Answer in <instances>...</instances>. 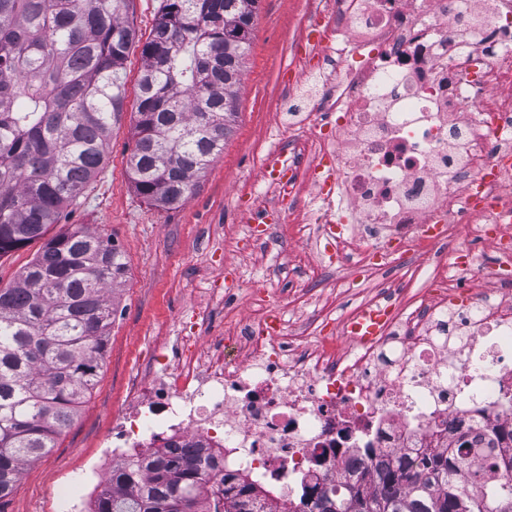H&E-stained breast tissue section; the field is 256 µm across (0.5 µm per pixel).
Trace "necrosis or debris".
Returning a JSON list of instances; mask_svg holds the SVG:
<instances>
[{"mask_svg":"<svg viewBox=\"0 0 512 512\" xmlns=\"http://www.w3.org/2000/svg\"><path fill=\"white\" fill-rule=\"evenodd\" d=\"M322 25L315 85L293 100L313 134L274 150L276 185L309 200L337 266L381 275L341 319L382 311V334L301 348L276 313L182 336L132 381L68 512H92L103 472L139 452L197 448L224 472L209 496L229 481L282 500L369 479L378 456L512 430V0H325L308 21ZM420 254L434 268L415 290Z\"/></svg>","mask_w":512,"mask_h":512,"instance_id":"obj_1","label":"necrosis or debris"}]
</instances>
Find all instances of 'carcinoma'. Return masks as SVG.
Listing matches in <instances>:
<instances>
[{
    "label": "carcinoma",
    "mask_w": 512,
    "mask_h": 512,
    "mask_svg": "<svg viewBox=\"0 0 512 512\" xmlns=\"http://www.w3.org/2000/svg\"><path fill=\"white\" fill-rule=\"evenodd\" d=\"M131 0H0V256L42 245L14 285L0 287V508L25 466L47 455L97 384L112 296L127 273L112 242L73 224L45 238L102 167L124 113ZM259 0H160L142 44L135 193L180 204L224 151ZM512 432L458 444V460L426 451L378 461L373 485H314L281 512H512ZM209 476L188 449L112 469L94 512H273L245 485L209 508Z\"/></svg>",
    "instance_id": "cac0c4a2"
}]
</instances>
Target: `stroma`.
<instances>
[{"label": "stroma", "mask_w": 512, "mask_h": 512, "mask_svg": "<svg viewBox=\"0 0 512 512\" xmlns=\"http://www.w3.org/2000/svg\"><path fill=\"white\" fill-rule=\"evenodd\" d=\"M159 0H131L124 15L141 40L152 31ZM314 0H260L254 20L251 50L237 94L238 118L224 152L210 165L199 188L174 209H158L134 192L127 159L135 146L137 79L143 66L141 47L133 45L126 61L125 112L111 132L102 169L51 225L57 234L82 224L114 241L125 254L127 275L115 291V314L109 350L98 383L56 448L29 466L5 512H55L62 491L100 451L112 429V418L124 405L133 377L142 375L160 341L176 345L180 324L193 308L206 310L210 332L232 329L238 310L263 316L269 309L259 296L239 291L227 299L224 268L232 266L244 281L267 280L286 299L283 308L288 333L301 345L336 333L337 311L372 295L375 277L354 268L335 271L322 263L314 246L295 244V227L273 225L272 242L245 252L236 242L245 232L242 212L291 209L264 176L269 136L287 131L286 88L296 73L295 60L320 54L309 44L305 26ZM343 279V287L328 284ZM320 296L322 320L309 318L302 304Z\"/></svg>", "instance_id": "stroma-1"}]
</instances>
